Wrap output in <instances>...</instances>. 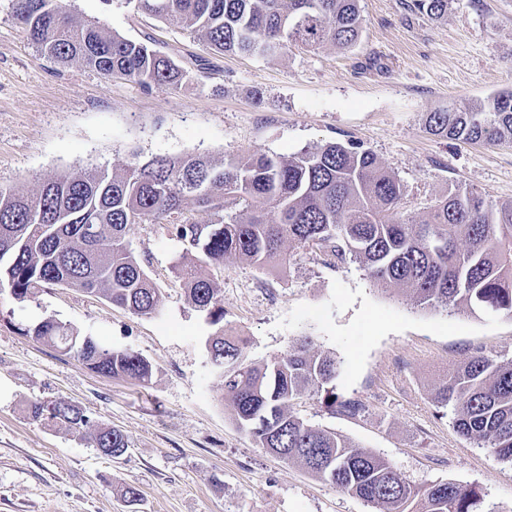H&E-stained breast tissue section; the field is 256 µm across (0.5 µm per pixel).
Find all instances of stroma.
<instances>
[{"instance_id":"obj_1","label":"stroma","mask_w":512,"mask_h":512,"mask_svg":"<svg viewBox=\"0 0 512 512\" xmlns=\"http://www.w3.org/2000/svg\"><path fill=\"white\" fill-rule=\"evenodd\" d=\"M0 0V188L88 167L120 169L158 155L291 156L339 142L370 151L400 180L401 215L423 220L455 188L512 200V144L463 143L428 133L429 113L512 90V0H449L437 20L414 0H360L357 44L292 46L281 56L214 52L130 0H67L82 21L172 57L180 88L141 86L79 63L43 59ZM161 295L140 316L102 296L52 286L24 302L0 293V512H372L358 497L257 447L223 398L205 340V313L173 267L185 252L167 223L131 224ZM224 325L261 363L296 338L340 366L327 388L296 400L302 419L390 460L422 487L476 488L493 512H512V463L461 437L436 387L470 354L512 359V317L465 306L414 304L376 285L361 263L294 250L271 270L226 258L205 266ZM53 317L153 366L149 386L98 374L26 331ZM363 404L331 415L329 394ZM86 411L78 432L33 419L35 403ZM112 427L129 448L111 459L92 433ZM139 489L136 505L122 491Z\"/></svg>"}]
</instances>
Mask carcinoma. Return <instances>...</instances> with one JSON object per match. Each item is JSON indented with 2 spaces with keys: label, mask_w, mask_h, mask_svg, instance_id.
Returning a JSON list of instances; mask_svg holds the SVG:
<instances>
[{
  "label": "carcinoma",
  "mask_w": 512,
  "mask_h": 512,
  "mask_svg": "<svg viewBox=\"0 0 512 512\" xmlns=\"http://www.w3.org/2000/svg\"><path fill=\"white\" fill-rule=\"evenodd\" d=\"M10 14L39 54L78 61L105 76L144 86L178 88L185 73L170 57L73 17L65 0H10ZM442 19L448 0H415ZM138 9L198 35L222 53L270 56L292 45L349 49L362 31L359 0H137ZM429 133L460 142H512V91L427 116ZM403 185L368 151L340 143L294 156L231 157L216 164L200 156H158L121 174L91 167L44 179L31 194L0 190V292L23 302L49 286L96 293L140 315L158 311V288L126 242L130 224H157L189 206L209 208L210 224L176 222L187 244L178 278L192 303L207 312L215 331L206 345L213 371L237 427L255 443L298 464L376 512H496L473 488L453 482L417 487L388 460L342 436L312 425L291 402L336 376L338 361L315 350L308 337L285 355L256 363L243 341L224 329L219 289L202 265L234 256L262 267L288 264L285 246L324 250L361 262L381 287L400 286L423 306L465 304L512 317V201L487 202L471 191L438 200L421 222L398 216ZM237 205L241 213L225 211ZM99 227L97 237L83 232ZM38 341L109 377L147 384L152 365L139 354L105 348L53 317L27 330ZM437 403L454 412V426L479 447L512 462V361L484 353L468 356L448 373ZM331 413L355 415L356 401H331ZM32 416L78 431L89 417L72 404H36ZM97 448L117 459L128 450L124 434L104 428ZM336 463L329 475L322 462Z\"/></svg>",
  "instance_id": "cac0c4a2"
}]
</instances>
